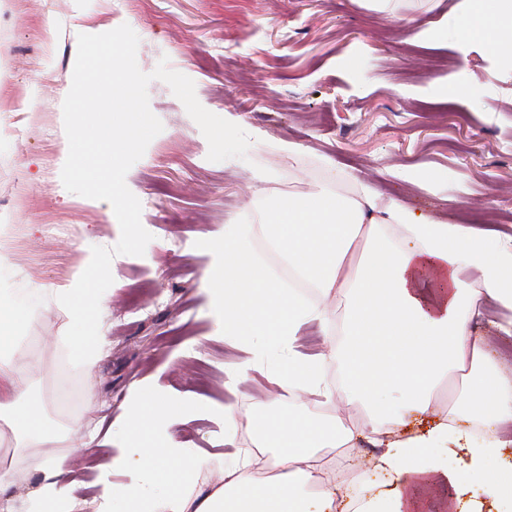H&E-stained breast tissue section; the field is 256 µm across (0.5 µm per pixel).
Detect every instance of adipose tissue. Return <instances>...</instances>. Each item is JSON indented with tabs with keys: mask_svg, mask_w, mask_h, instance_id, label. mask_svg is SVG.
Listing matches in <instances>:
<instances>
[{
	"mask_svg": "<svg viewBox=\"0 0 512 512\" xmlns=\"http://www.w3.org/2000/svg\"><path fill=\"white\" fill-rule=\"evenodd\" d=\"M467 20V46L512 58V0H469ZM258 223L267 251L322 299L275 286L251 246V226L228 224L223 235L199 244L213 258L201 288L216 331L246 344L282 389L325 404L335 389L321 373L324 358L296 348L306 327H318L328 357L343 370L346 404L367 406L366 428L383 450L360 512H417L418 486L449 489L450 512H484L485 495L512 512V461L503 457L512 446V374L471 332L485 302L512 310V245L492 231L381 202L365 186L353 197L328 188L276 197ZM388 225L401 229L398 243L384 236ZM9 267L8 240L0 236V420L15 437L47 443L38 410L24 402L18 331L30 312L7 287ZM465 270L478 273L480 289L461 279ZM332 297L343 301V311L325 306ZM455 371L463 398L484 420L483 436L444 421L410 431L413 416L429 411L432 391ZM183 416L182 404L165 395L137 393L120 427L122 447L104 453L96 467L97 512H165L171 503L176 512H339L347 492L322 477L315 451L339 439L354 442L352 430L301 408L263 432L275 449L274 466L289 470V479L254 481L242 462L219 483L185 496L181 488L195 466L163 432ZM33 466L43 474L30 497L33 512H70L64 459L39 456ZM117 470L127 471L129 482L113 483Z\"/></svg>",
	"mask_w": 512,
	"mask_h": 512,
	"instance_id": "adipose-tissue-1",
	"label": "adipose tissue"
}]
</instances>
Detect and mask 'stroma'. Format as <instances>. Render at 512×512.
I'll return each instance as SVG.
<instances>
[{
	"instance_id": "obj_1",
	"label": "stroma",
	"mask_w": 512,
	"mask_h": 512,
	"mask_svg": "<svg viewBox=\"0 0 512 512\" xmlns=\"http://www.w3.org/2000/svg\"><path fill=\"white\" fill-rule=\"evenodd\" d=\"M460 0H396L394 14L363 0H0V215L12 224L8 286L24 296L30 320L21 336L29 368V403L42 425L61 433L53 452L69 470L75 512H96L93 471L135 388L150 385L185 400L184 421L170 435L186 457L201 460L198 484L217 480L238 460H257L258 427L287 417L300 402L262 368L246 369L236 395L225 373L250 353L214 335L200 289L211 256L198 243L225 225L255 220L278 196L327 184L345 193L374 188L445 224L467 211L512 236L502 209L512 203V67L484 50L462 57ZM446 22L439 38L417 37L406 19ZM129 25L139 38L137 61L152 72L160 59L190 77L196 96L216 115L232 113L252 137L247 160L211 162L208 143L183 104L161 81L148 87L163 124L126 180L153 236L144 256L112 259V292L101 308L94 367H72L64 333L68 312L48 295L67 284L92 247L120 239L105 218L107 202L67 191L59 175L65 134L63 101L71 87L77 37ZM464 78L467 98L431 93L436 80ZM295 153L280 150V142ZM50 224L70 227L48 236ZM163 304L130 313L128 293ZM83 394L69 426H60L56 389ZM236 408L234 446L224 444L218 411ZM327 419L353 421L358 440L336 456L331 483L361 489L375 460L367 455L366 412L327 405ZM86 442L81 455L71 439ZM20 491L15 512H27L26 490L42 480L31 460L42 446L15 440L0 420Z\"/></svg>"
}]
</instances>
